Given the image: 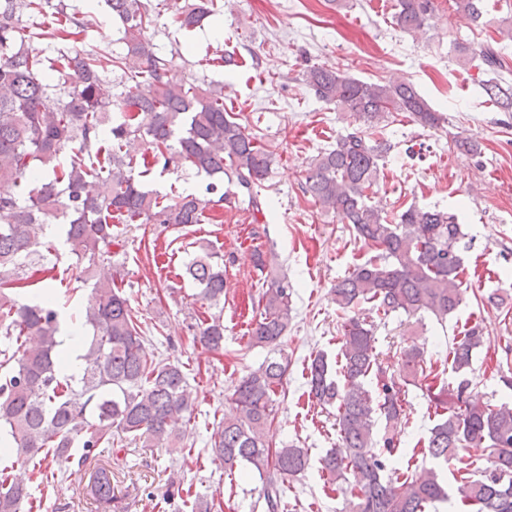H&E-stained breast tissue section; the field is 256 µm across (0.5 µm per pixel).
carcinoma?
<instances>
[{
	"mask_svg": "<svg viewBox=\"0 0 512 512\" xmlns=\"http://www.w3.org/2000/svg\"><path fill=\"white\" fill-rule=\"evenodd\" d=\"M123 26L126 53L103 59L66 45L92 26L90 12L79 17L64 9L52 12L42 30L46 48L26 34L47 16L51 0H0V181L30 189L25 196H0V455L43 464L52 459L57 477L69 464H84L97 448L112 447L117 429L142 448H177L176 426L193 412L194 399L182 366L147 357V340L128 299L116 285L120 273H100L112 264L114 224H200L224 201V183L252 192L269 174L272 154L256 137L224 112V94L174 79L173 58L143 37L153 22L151 0H105ZM456 12L487 25L483 0H455ZM434 0H397L394 21L404 32L423 28ZM218 12L217 0H184L176 13L190 28ZM53 57L44 56L45 50ZM482 60L496 77L483 84L489 100L512 112V83L501 77L506 62L492 48ZM50 60L51 68L43 62ZM122 71L124 90L115 100L100 96L104 74ZM147 84V92L140 91ZM306 83L318 98L359 119L380 123L406 112L424 127L442 117L410 81L366 82L339 71L313 66ZM391 150L383 138L356 130L319 153L306 172L304 191L321 208L350 226L355 238L376 255L355 266L336 283V305L343 310L374 302L388 315L430 313L448 319L466 299L465 237L456 215L410 206L391 216L368 203L379 161ZM188 167L211 179L205 194L163 204L159 194L142 188L139 178L154 167ZM63 219L65 242L83 265L89 288L78 320L92 330L84 345L79 377L62 374L61 324L57 299L43 290L34 304L24 301L46 263L34 268L52 219ZM183 276L199 288L200 301L217 306L224 298V256L202 246L183 264ZM248 346L270 348L272 356L235 386L232 417L211 435L215 458L233 470L248 465L281 479L307 469L308 452L294 444L276 445L270 436L275 397L288 360L275 356L292 319V285L286 276L265 280ZM374 324L359 314L349 317L340 352L338 383L319 355L309 370V395L322 405H336L342 445L321 460L322 470L338 489L350 487L346 512H427L447 498L439 474L414 476L388 472L397 452L394 436L375 439L380 422L398 424L409 387H422L441 418L423 441L421 454L451 468L460 507L467 512H512V406L470 398L473 352L484 343L477 326L453 338L449 351L455 382H439L428 367L425 349L411 344L400 351L398 373L387 371L376 352ZM194 335L211 352L224 351V321L212 315L194 325ZM375 380V389L366 387ZM490 449L488 465L468 470L462 451ZM83 453L74 458L72 449ZM90 494L103 509L112 508V469L99 467ZM268 512H278L281 489L262 488ZM32 494L0 473V512H23Z\"/></svg>",
	"mask_w": 512,
	"mask_h": 512,
	"instance_id": "carcinoma-1",
	"label": "carcinoma"
}]
</instances>
